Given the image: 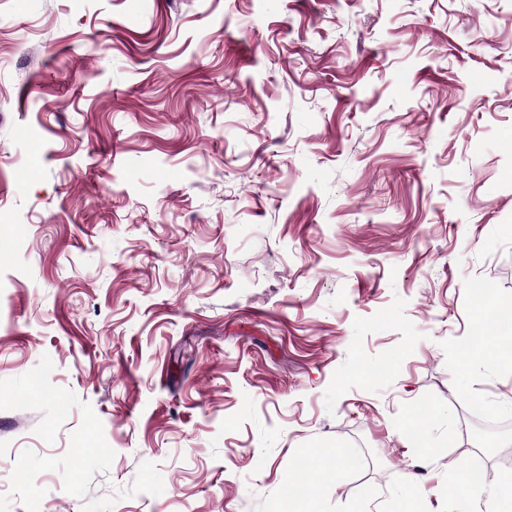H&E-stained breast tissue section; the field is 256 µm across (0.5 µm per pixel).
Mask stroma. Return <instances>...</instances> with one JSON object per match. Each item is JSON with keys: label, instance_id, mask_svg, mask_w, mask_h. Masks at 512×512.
Returning <instances> with one entry per match:
<instances>
[{"label": "stroma", "instance_id": "35a3bbf8", "mask_svg": "<svg viewBox=\"0 0 512 512\" xmlns=\"http://www.w3.org/2000/svg\"><path fill=\"white\" fill-rule=\"evenodd\" d=\"M490 325L512 0H0V512H453Z\"/></svg>", "mask_w": 512, "mask_h": 512}]
</instances>
